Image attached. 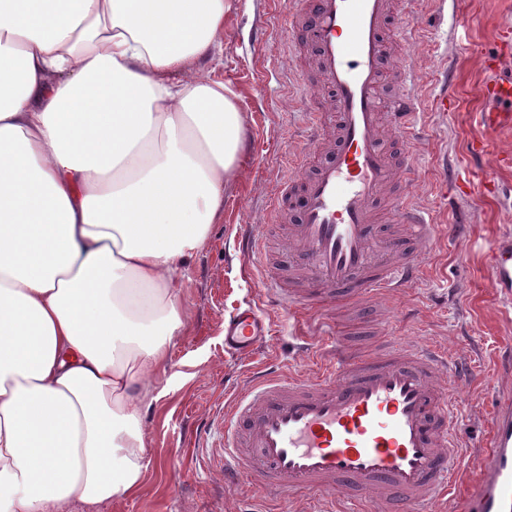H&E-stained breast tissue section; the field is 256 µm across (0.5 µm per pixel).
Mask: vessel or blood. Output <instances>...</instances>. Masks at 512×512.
<instances>
[{
    "instance_id": "vessel-or-blood-1",
    "label": "vessel or blood",
    "mask_w": 512,
    "mask_h": 512,
    "mask_svg": "<svg viewBox=\"0 0 512 512\" xmlns=\"http://www.w3.org/2000/svg\"><path fill=\"white\" fill-rule=\"evenodd\" d=\"M294 51L310 48L320 76L306 80L317 109L307 111V141L288 149V176L271 200L288 217L287 252L295 276L266 272L271 302L316 322L333 344L314 375L270 368L224 418V475L246 474L258 489L319 494L315 512H353L364 497L398 512H436L447 502L466 453L458 436L455 395L471 370L432 346L394 336L377 353L338 341L337 307L372 303L415 284L437 227L414 199L418 168L407 143L422 124L410 76L383 98L384 60L392 41L413 42L415 29L393 0H288ZM483 87L485 130L512 128V73ZM389 198L406 234H383L374 221ZM265 263L262 232L242 238ZM494 285L512 288V245L489 252ZM269 327L256 307L224 326L225 345L240 354L265 342ZM476 512H512V400H500L492 450L483 460Z\"/></svg>"
}]
</instances>
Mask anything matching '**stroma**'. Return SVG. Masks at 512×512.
<instances>
[{
    "instance_id": "1",
    "label": "stroma",
    "mask_w": 512,
    "mask_h": 512,
    "mask_svg": "<svg viewBox=\"0 0 512 512\" xmlns=\"http://www.w3.org/2000/svg\"><path fill=\"white\" fill-rule=\"evenodd\" d=\"M224 33L211 59L193 68L196 76L225 83L244 114L247 141L236 177L224 188V220L212 225L205 245L181 271L186 331L170 350L169 375L159 378L158 399L148 401V467L137 494L94 508L76 504L67 512H303L309 498L263 506L248 480L224 487V413L253 372L275 365L306 370L320 351L312 327L268 303L262 275L240 247L245 226L262 225L275 259L284 222H273L267 205L288 174L285 148L299 141L304 127L298 80L289 73V45L269 29L257 45V28L272 20L276 0H231ZM419 40L394 48L386 59L384 93H391L401 57H408L427 102L441 93L455 101L450 115H426L428 132L412 151L420 166L417 203L439 226L428 248L425 273L412 287L388 297L383 311L350 303L339 319L361 352L375 351L390 336L432 343L449 357L471 363L475 380L457 398L458 428L469 449L464 473L448 500L456 512L478 488L480 462L492 437L495 389L512 384V374L496 367L498 354L512 349V302L500 297L483 255L496 241L512 240V168L497 154L512 151V130L486 135L479 122L482 88L489 74L483 61L495 54L501 28L512 26V0H414L409 16ZM491 138L494 149L473 163V140ZM480 167L501 183L492 196L462 194L456 174ZM262 308L272 326L267 343L243 357L224 348V324L242 308Z\"/></svg>"
}]
</instances>
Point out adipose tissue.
Segmentation results:
<instances>
[{
	"label": "adipose tissue",
	"instance_id": "obj_1",
	"mask_svg": "<svg viewBox=\"0 0 512 512\" xmlns=\"http://www.w3.org/2000/svg\"><path fill=\"white\" fill-rule=\"evenodd\" d=\"M230 0H0V512L135 494L143 387L247 129L185 79Z\"/></svg>",
	"mask_w": 512,
	"mask_h": 512
}]
</instances>
